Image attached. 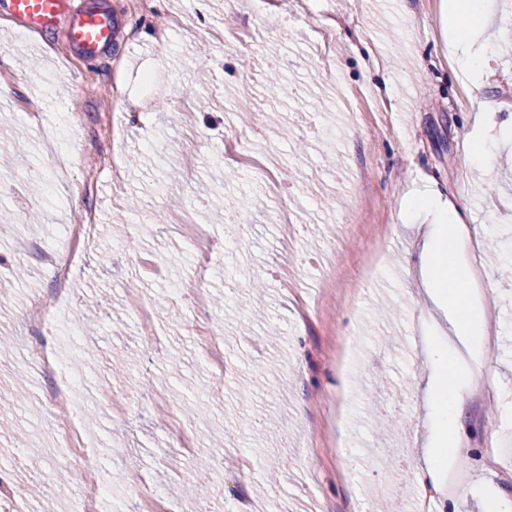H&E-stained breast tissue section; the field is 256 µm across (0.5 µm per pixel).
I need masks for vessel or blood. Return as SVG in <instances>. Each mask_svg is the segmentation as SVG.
Segmentation results:
<instances>
[{"mask_svg": "<svg viewBox=\"0 0 512 512\" xmlns=\"http://www.w3.org/2000/svg\"><path fill=\"white\" fill-rule=\"evenodd\" d=\"M0 14L28 32L62 34L89 58L97 57L115 36L112 13L102 0H0Z\"/></svg>", "mask_w": 512, "mask_h": 512, "instance_id": "vessel-or-blood-1", "label": "vessel or blood"}]
</instances>
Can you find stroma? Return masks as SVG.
<instances>
[{
	"label": "stroma",
	"instance_id": "1",
	"mask_svg": "<svg viewBox=\"0 0 512 512\" xmlns=\"http://www.w3.org/2000/svg\"><path fill=\"white\" fill-rule=\"evenodd\" d=\"M108 2L120 34L94 59L0 16V391L13 395L0 512H74L73 481L52 484L31 449L52 425L55 379L28 356L25 307L61 286L43 252L86 216L93 239L53 338L86 362L80 418L115 512L136 502L131 460L168 499L206 482L208 512H371L378 496L419 512L385 463L424 453L428 352L448 333L422 283L429 221L405 217L424 189L457 206L482 252L496 334L463 413L467 483L512 512V0H489L477 77L456 63L447 0ZM62 113L65 186L38 136ZM485 145L497 160L481 175L470 156ZM229 195L246 208L230 214ZM283 208L303 228L290 288ZM232 215L246 228L237 250L224 245ZM189 286L209 291L205 313L182 301ZM131 294L160 314L153 342ZM212 326L222 372L200 360ZM223 449L248 457L247 475L214 470Z\"/></svg>",
	"mask_w": 512,
	"mask_h": 512
}]
</instances>
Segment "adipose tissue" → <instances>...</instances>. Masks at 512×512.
<instances>
[{
    "label": "adipose tissue",
    "mask_w": 512,
    "mask_h": 512,
    "mask_svg": "<svg viewBox=\"0 0 512 512\" xmlns=\"http://www.w3.org/2000/svg\"><path fill=\"white\" fill-rule=\"evenodd\" d=\"M412 207L437 214L438 222L432 228L434 245L428 260L430 295L445 311L455 339L470 355L469 361L464 362L450 346L439 344L433 350L434 430L415 485H429L442 493L446 490L443 473L452 470L466 446L461 419L464 403L476 381L472 365L484 357L485 306L467 260L470 235L460 212L441 205L431 196L413 200Z\"/></svg>",
    "instance_id": "1"
}]
</instances>
